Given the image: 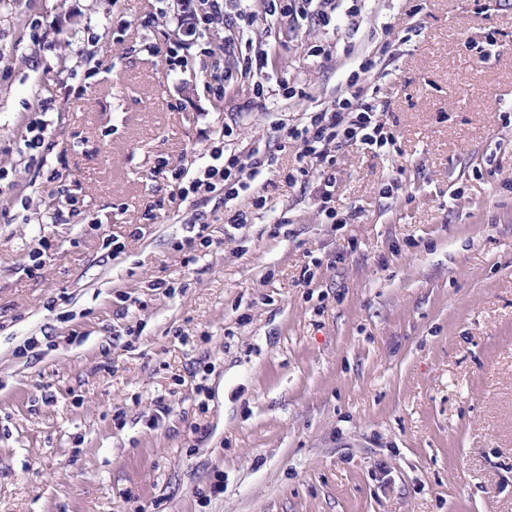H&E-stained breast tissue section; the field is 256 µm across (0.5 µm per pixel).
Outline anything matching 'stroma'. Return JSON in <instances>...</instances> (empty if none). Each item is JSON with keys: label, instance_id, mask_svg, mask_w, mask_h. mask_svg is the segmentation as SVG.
Listing matches in <instances>:
<instances>
[{"label": "stroma", "instance_id": "stroma-1", "mask_svg": "<svg viewBox=\"0 0 512 512\" xmlns=\"http://www.w3.org/2000/svg\"><path fill=\"white\" fill-rule=\"evenodd\" d=\"M181 5L0 0V512H512V0L259 22L290 99L168 72ZM353 75L397 143L341 147L331 221L279 126ZM228 124L264 207L171 201ZM44 132L43 125H29L23 139L30 161L37 164L39 168L47 166V157L42 150L45 142Z\"/></svg>", "mask_w": 512, "mask_h": 512}]
</instances>
